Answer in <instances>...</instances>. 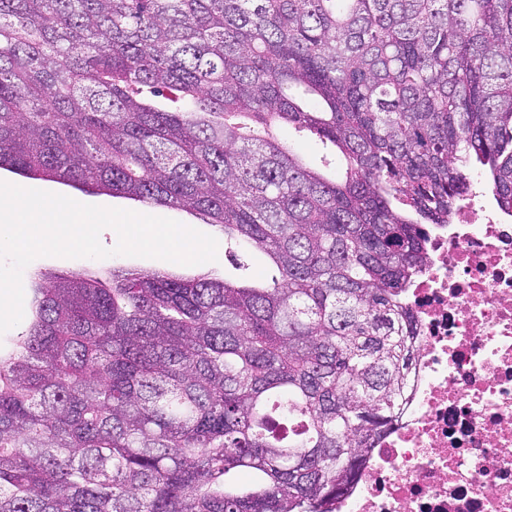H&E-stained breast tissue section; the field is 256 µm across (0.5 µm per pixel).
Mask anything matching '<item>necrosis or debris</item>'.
Wrapping results in <instances>:
<instances>
[{
  "instance_id": "4bbe7bcc",
  "label": "necrosis or debris",
  "mask_w": 512,
  "mask_h": 512,
  "mask_svg": "<svg viewBox=\"0 0 512 512\" xmlns=\"http://www.w3.org/2000/svg\"><path fill=\"white\" fill-rule=\"evenodd\" d=\"M481 197L428 231L407 394L336 512H512V215Z\"/></svg>"
}]
</instances>
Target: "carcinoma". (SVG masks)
<instances>
[{
  "label": "carcinoma",
  "instance_id": "cac0c4a2",
  "mask_svg": "<svg viewBox=\"0 0 512 512\" xmlns=\"http://www.w3.org/2000/svg\"><path fill=\"white\" fill-rule=\"evenodd\" d=\"M473 165L511 214L512 0H0V169L196 212L274 270L34 274L0 512H334ZM289 138L297 144L305 161L312 167L327 169V171L334 176L335 171L337 172L340 167V161L336 158V163L331 164L325 168L322 164L323 157L327 156L329 159H333V153L329 148L323 146V144L314 136L297 133L294 130H289Z\"/></svg>",
  "mask_w": 512,
  "mask_h": 512
}]
</instances>
